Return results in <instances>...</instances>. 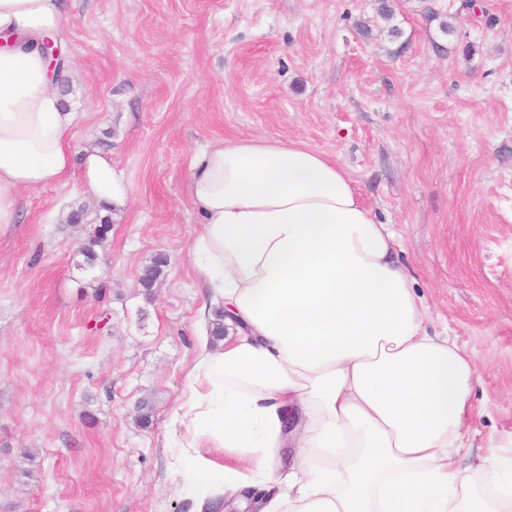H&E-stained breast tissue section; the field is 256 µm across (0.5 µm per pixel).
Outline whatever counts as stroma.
Masks as SVG:
<instances>
[{
  "label": "stroma",
  "instance_id": "stroma-1",
  "mask_svg": "<svg viewBox=\"0 0 512 512\" xmlns=\"http://www.w3.org/2000/svg\"><path fill=\"white\" fill-rule=\"evenodd\" d=\"M69 3L76 165L0 225V512H195L170 470L205 299L186 184L224 138L300 141L349 173L400 237L427 331L475 361L464 466L493 442L511 457L512 0ZM88 148L129 182L123 206L87 192ZM110 228L109 220L107 218H100L99 225L95 227L93 235L81 247V253L87 264H92L96 260L97 252L95 247L100 246L106 240Z\"/></svg>",
  "mask_w": 512,
  "mask_h": 512
}]
</instances>
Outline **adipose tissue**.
I'll return each instance as SVG.
<instances>
[{
	"instance_id": "ef3b65f1",
	"label": "adipose tissue",
	"mask_w": 512,
	"mask_h": 512,
	"mask_svg": "<svg viewBox=\"0 0 512 512\" xmlns=\"http://www.w3.org/2000/svg\"><path fill=\"white\" fill-rule=\"evenodd\" d=\"M65 0H0V225L22 190L70 170L74 124L40 44ZM82 179L124 205L130 188L90 152ZM187 194L203 216L195 272L227 336L198 339L171 418V468L198 494L271 488L261 512H512V465L461 468L475 366L427 309L348 173L296 141L211 145ZM243 467H214L206 449ZM294 451L283 466L282 449Z\"/></svg>"
}]
</instances>
